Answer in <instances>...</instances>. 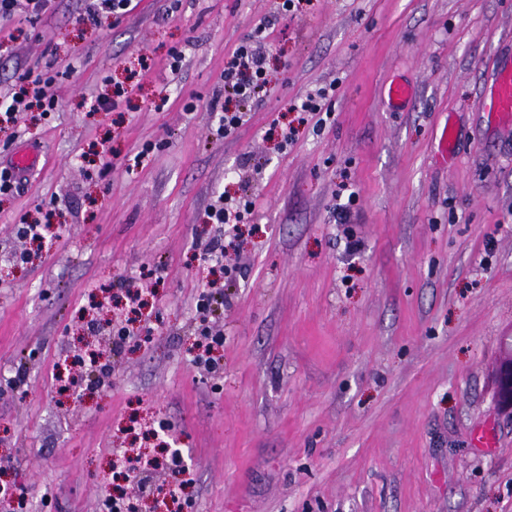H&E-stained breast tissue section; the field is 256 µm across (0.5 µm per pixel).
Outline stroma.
<instances>
[{"mask_svg": "<svg viewBox=\"0 0 512 512\" xmlns=\"http://www.w3.org/2000/svg\"><path fill=\"white\" fill-rule=\"evenodd\" d=\"M276 5L138 0L94 26L76 21L86 0H54L0 18V89L46 72L57 102L0 130V169L41 154L0 193V486L23 487L26 512H105L116 455L162 442L187 469L182 512H512V130L482 107L512 61V0ZM266 20L268 91L215 137L224 57ZM394 79L414 87L397 110ZM326 86L329 114L300 122L291 103ZM100 96L115 108L91 111ZM225 194L256 207L214 275L198 255ZM47 209L43 245L19 237ZM147 270L114 352L116 308L92 304ZM205 289L221 315L197 312ZM205 327L224 336L215 371L193 361ZM89 350L112 387L77 404L58 376ZM509 355L503 362L498 375L499 399L501 404L512 410V336L508 342Z\"/></svg>", "mask_w": 512, "mask_h": 512, "instance_id": "stroma-1", "label": "stroma"}]
</instances>
